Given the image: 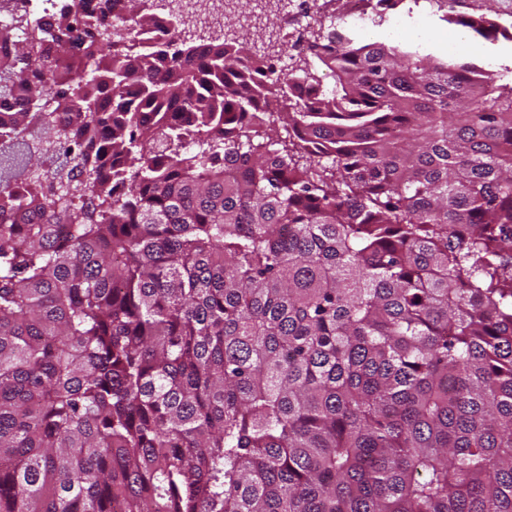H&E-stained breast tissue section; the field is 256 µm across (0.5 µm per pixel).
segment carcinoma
<instances>
[{"label":"carcinoma","instance_id":"cac0c4a2","mask_svg":"<svg viewBox=\"0 0 512 512\" xmlns=\"http://www.w3.org/2000/svg\"><path fill=\"white\" fill-rule=\"evenodd\" d=\"M152 9L0 32V512H512V67ZM159 1L155 11L157 14V25L152 31L153 39L163 38L167 34V29L170 27V22L174 16L185 13L189 16L192 26H196L201 21V15L197 14L194 6L198 0H152ZM163 1V2H161ZM163 3V6H159Z\"/></svg>","mask_w":512,"mask_h":512}]
</instances>
